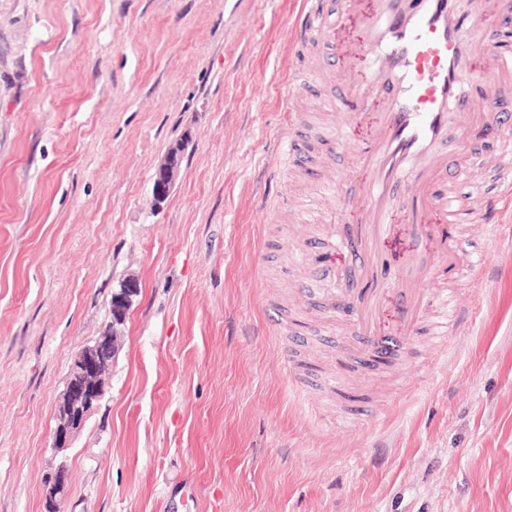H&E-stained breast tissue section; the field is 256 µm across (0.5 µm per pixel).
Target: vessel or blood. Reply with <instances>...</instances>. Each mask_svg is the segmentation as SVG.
Masks as SVG:
<instances>
[{
    "label": "vessel or blood",
    "mask_w": 512,
    "mask_h": 512,
    "mask_svg": "<svg viewBox=\"0 0 512 512\" xmlns=\"http://www.w3.org/2000/svg\"><path fill=\"white\" fill-rule=\"evenodd\" d=\"M360 0H305L296 13L292 35L309 49L316 67L307 78L334 87L337 111L358 112L366 100L380 97L381 119L372 143L357 162L369 179L336 191V209L361 207L360 224L315 225L322 245L345 250L348 264L323 277L325 305L352 324L346 369L360 365H398L422 336L447 344L461 322L455 285L471 278L459 262L458 228L463 224L501 223L512 210V30L490 28L485 20L512 12V0H375L361 20L362 37L354 51L369 57L371 71L353 77L336 69V29L355 13ZM487 63L472 74L475 57ZM456 133L455 156H448L449 133ZM492 136L506 162L481 208L464 205L454 186L471 164L468 144L475 134ZM293 169L319 165V154L304 151L296 132L284 141ZM409 211L422 246L407 265L394 270L379 254L390 209ZM438 281L425 292V279ZM393 294L401 321L394 335L377 337L373 322L385 294ZM337 403L359 415L366 397L348 385L331 387Z\"/></svg>",
    "instance_id": "b4317fda"
}]
</instances>
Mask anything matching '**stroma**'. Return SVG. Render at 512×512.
<instances>
[{"label": "stroma", "mask_w": 512, "mask_h": 512, "mask_svg": "<svg viewBox=\"0 0 512 512\" xmlns=\"http://www.w3.org/2000/svg\"><path fill=\"white\" fill-rule=\"evenodd\" d=\"M300 0H0V512H512V219L462 231L476 281L437 352L420 340L361 376L374 406L338 409L325 381L349 342L314 288L343 251L294 250L336 205L287 171L283 100L308 56ZM310 149L339 127L335 180L379 106L353 121L299 95ZM184 144L164 202L153 174ZM477 145L467 202L491 191ZM287 197L286 212L271 203ZM419 238L394 210L381 243L402 266ZM140 291L105 395L71 448L51 446L76 354L113 288ZM292 314L300 344L276 335Z\"/></svg>", "instance_id": "35a3bbf8"}]
</instances>
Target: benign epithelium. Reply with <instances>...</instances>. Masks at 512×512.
<instances>
[{
	"label": "benign epithelium",
	"mask_w": 512,
	"mask_h": 512,
	"mask_svg": "<svg viewBox=\"0 0 512 512\" xmlns=\"http://www.w3.org/2000/svg\"><path fill=\"white\" fill-rule=\"evenodd\" d=\"M184 150L182 144L171 148L153 175V193L160 201L166 199L170 192ZM139 289L138 280L133 278H126L119 283V287L112 292L109 321L94 344L83 348L75 357L66 388L55 405L51 447L57 450L71 447L94 405L104 396V376L118 350V327L124 325L132 298L139 293ZM69 479L67 465L60 464L50 477V494H64Z\"/></svg>",
	"instance_id": "obj_1"
}]
</instances>
